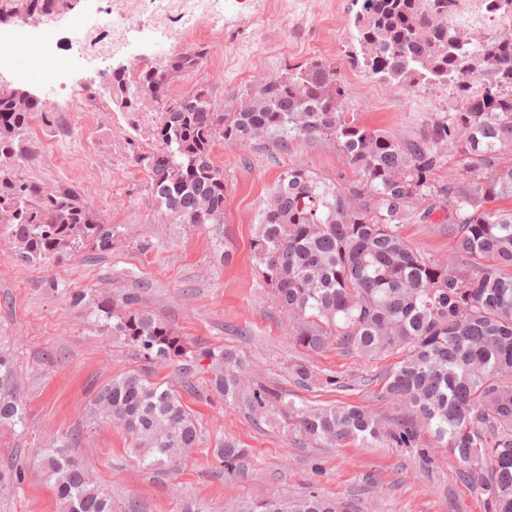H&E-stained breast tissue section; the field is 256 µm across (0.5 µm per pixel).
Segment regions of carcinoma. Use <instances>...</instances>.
Segmentation results:
<instances>
[{
  "label": "carcinoma",
  "instance_id": "1",
  "mask_svg": "<svg viewBox=\"0 0 512 512\" xmlns=\"http://www.w3.org/2000/svg\"><path fill=\"white\" fill-rule=\"evenodd\" d=\"M459 0H361L350 18L352 64L391 88L448 89L449 108L433 112L418 133L400 139L348 111L341 64L315 58L266 78L224 112L205 90L168 94L172 75L195 69L203 52L178 53L165 67L147 68L136 92L159 106L156 146L134 153L160 207L178 224L224 223V171L212 160L216 141L246 145L261 137L333 141L358 179L329 182L303 163L289 167L259 214L251 251L296 344L319 353L334 344L363 359L397 356L377 393L400 415L388 419L363 405L300 408L262 384L247 385L243 356L224 347L188 349L167 323L121 296L110 300L70 291L74 308L96 304L114 320L112 335L147 363L190 370L210 361L213 391L252 414L279 412L301 438L326 446L414 448L432 462L446 448L461 474L485 496L488 512H512V209L489 203L512 197V37L472 39L448 26ZM492 21H512L501 0H484ZM112 88L128 96L125 72ZM43 110L35 99L0 93V237L27 262L55 263L89 247L112 249V225L101 223L73 192L39 197L13 181L3 162L17 156L16 140ZM460 166L438 177L445 152ZM442 211V230L454 254L441 262L408 244L395 228L427 223ZM14 363L0 352V426L24 422L26 406L13 385ZM301 381L340 387L338 377L304 361L291 366ZM90 415L112 420L146 468L173 466L201 430L178 392L145 371L112 378L96 393ZM62 437L43 450L64 512H115L112 498ZM224 471L237 470L245 450L229 439L215 448ZM225 512H339L336 502L310 492L293 500H239Z\"/></svg>",
  "mask_w": 512,
  "mask_h": 512
}]
</instances>
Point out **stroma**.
<instances>
[{"label": "stroma", "instance_id": "obj_1", "mask_svg": "<svg viewBox=\"0 0 512 512\" xmlns=\"http://www.w3.org/2000/svg\"><path fill=\"white\" fill-rule=\"evenodd\" d=\"M111 7L112 0H56L53 10L64 16L56 51L72 63L62 84L39 66L36 45L43 34L36 21L20 11L0 15L4 32L26 23L28 43L16 51L13 68L0 71V92L24 90L55 102L25 132L18 159L9 167L11 178L36 184L46 194L76 193L114 230L110 251L86 248L46 266L24 261L0 238V351L14 361L26 404L23 425L0 429V468L16 464L24 470L19 485L0 490V512H60L40 459L52 440L69 435L76 439L73 456L104 481L115 506L133 503L137 512H181L185 501L196 499L212 512H224L233 499L273 494L288 499L311 491L336 499L344 512H486L483 495L457 477L459 464L444 449H436L432 464L425 466L410 448L307 443L281 416L262 420L225 405L212 393L208 371H196L192 390L182 389L177 366L145 364L119 337L103 331L94 314L69 306L68 289L98 299L136 291L143 309L189 343L239 350L250 364L251 379L283 400L299 407L344 402L380 414L394 411L376 398L392 358L361 360L333 347L305 356L262 288L250 248L258 214L279 176L303 163L324 178L352 182L355 175L342 152L326 140H296L285 148L262 140L245 147L216 142L213 160L224 170L222 228L173 223L160 209L146 173L131 162L133 153L153 149L157 103L144 96L135 111H128L111 84L100 83L93 67L70 48V28ZM355 10L354 0H224L223 18L204 23L182 44V51L200 50L204 58L195 70L173 77L168 93L176 97L202 88L224 111L258 80L319 56L342 63L349 111L393 136H413L428 113L447 111L448 93L421 88L401 93L349 64V17ZM258 13L269 18L259 34L250 22ZM73 85L87 87L95 116L79 132L81 152L72 159L62 116ZM46 141L55 142V149L43 150ZM396 231L439 261L453 248L433 223H404ZM303 358L337 375L342 388L299 383L288 366ZM143 369L151 380L179 389L201 429V444L174 469L140 467L127 450L124 431L90 415L103 385ZM228 438L246 450L239 471L230 475L215 455L217 443Z\"/></svg>", "mask_w": 512, "mask_h": 512}]
</instances>
